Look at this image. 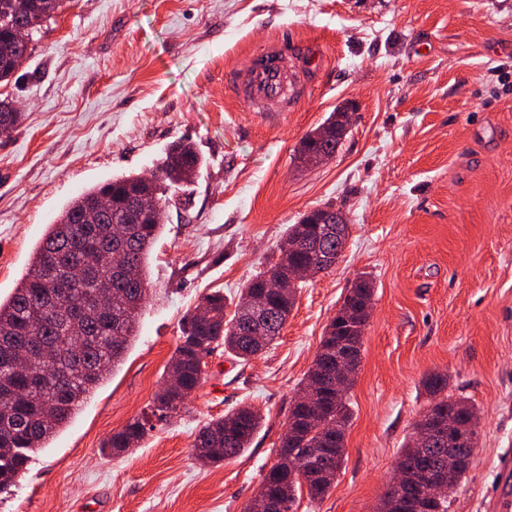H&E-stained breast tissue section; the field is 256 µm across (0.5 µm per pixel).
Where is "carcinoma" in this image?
Returning a JSON list of instances; mask_svg holds the SVG:
<instances>
[{
  "mask_svg": "<svg viewBox=\"0 0 512 512\" xmlns=\"http://www.w3.org/2000/svg\"><path fill=\"white\" fill-rule=\"evenodd\" d=\"M64 2L40 0V4L28 7L20 0H0V84L13 80L31 55L34 36ZM17 27L26 28L28 42L17 43L12 39L11 32ZM22 119L23 113L12 100L0 99V136L10 135ZM201 165L195 147L178 141L170 146L152 176L114 177L81 192L58 220L48 225L26 274L11 296L0 300V495L11 492L33 454L47 447L110 372L124 361L139 331L141 312L150 294L148 258L161 232L165 192L191 182ZM104 195L139 198L151 219L147 221L128 212L121 203L112 206L97 223H84L88 202ZM92 237L98 249L83 253L90 272L65 289L61 299L77 308L106 285L112 289L110 321L66 317L46 309L44 301L46 284L78 259L79 248ZM298 240L300 248H280L278 261L246 283L241 289V303L231 317H226L224 294L219 291L204 298L205 316L195 311L183 316L179 342L167 367V374L179 380L180 389H160L147 410L108 438L102 452L122 454L141 443L147 431L154 428L153 422L180 415L204 378L206 359L218 348L243 362L262 352L280 335L299 288L298 283H289L290 270L318 265L336 253V225L324 224L318 233L315 225L300 220L288 227L284 242ZM116 250L125 253V265L119 269L110 261ZM269 274L286 286L269 299L264 312L243 313L241 304L261 291ZM371 299L372 286L363 278L344 300L343 306L350 313L345 318L337 315L331 321L306 375L303 388L317 392L318 403L306 404L297 398L288 411L292 434L282 436L277 461L261 478L275 509L270 511L266 503L252 500L245 512H293L302 490H307L315 501L332 488L343 464L351 413L346 395L331 388L330 373L341 346L349 351L353 368H359ZM19 349L27 352L30 374L26 376L14 367ZM422 386L431 398L429 409L437 414L454 413L457 425L468 435V445L455 447L448 435L438 432L420 450L413 449V442H408L397 462L402 489H386L376 512H448V499L432 503L425 497L426 477L448 476L449 452L466 454L477 448L478 428L470 424L477 411L470 402L445 395L448 375L431 373ZM261 421L260 412L249 405L209 420L195 437L196 456L214 465L240 456L250 448ZM294 471L301 473L304 481H291Z\"/></svg>",
  "mask_w": 512,
  "mask_h": 512,
  "instance_id": "cac0c4a2",
  "label": "carcinoma"
}]
</instances>
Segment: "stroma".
Instances as JSON below:
<instances>
[{"instance_id":"35a3bbf8","label":"stroma","mask_w":512,"mask_h":512,"mask_svg":"<svg viewBox=\"0 0 512 512\" xmlns=\"http://www.w3.org/2000/svg\"><path fill=\"white\" fill-rule=\"evenodd\" d=\"M283 35L309 85L290 110L268 102L267 125L224 73ZM0 97L25 114L0 137L1 298L79 193L150 173L176 140L203 159L166 208L122 365L34 455L0 512H244L363 275L373 297L345 461L324 499L301 496L294 512H374L429 406L432 372L479 415L449 512H489L512 449V0H67ZM347 101L359 110L336 155L299 164L302 138ZM327 205L348 216L346 247L303 283L273 345L245 365L216 351L186 411L133 451L102 456L161 387L183 314L217 290L234 312L288 225ZM245 404L264 416L248 450L202 464L199 428Z\"/></svg>"}]
</instances>
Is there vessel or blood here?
Wrapping results in <instances>:
<instances>
[{"label": "vessel or blood", "mask_w": 512, "mask_h": 512, "mask_svg": "<svg viewBox=\"0 0 512 512\" xmlns=\"http://www.w3.org/2000/svg\"><path fill=\"white\" fill-rule=\"evenodd\" d=\"M291 53L287 39H280L263 51L260 58L248 59L243 67L226 72L225 81L231 88L242 90L245 102L254 112H264L271 100L293 105L301 99L304 89L288 76L285 62ZM500 475L491 504L494 512H512L511 454L502 458Z\"/></svg>", "instance_id": "vessel-or-blood-1"}]
</instances>
